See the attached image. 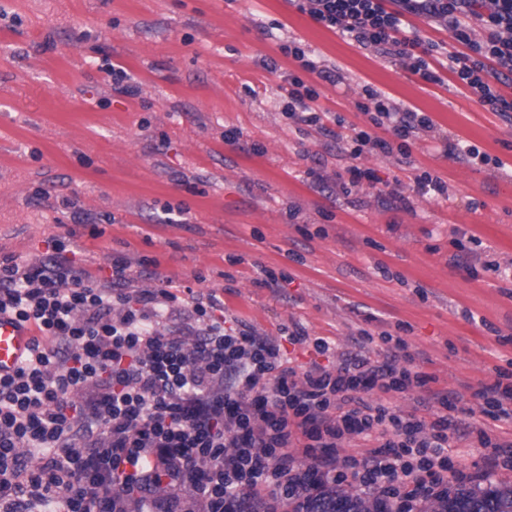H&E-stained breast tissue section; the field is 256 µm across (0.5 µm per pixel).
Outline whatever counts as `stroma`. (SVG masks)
<instances>
[{"label": "stroma", "instance_id": "obj_1", "mask_svg": "<svg viewBox=\"0 0 512 512\" xmlns=\"http://www.w3.org/2000/svg\"><path fill=\"white\" fill-rule=\"evenodd\" d=\"M291 40L337 82L300 71L280 50ZM114 67L134 95L113 91ZM435 69L439 83L425 82L293 0H0V257L38 261L58 238L101 277L125 259L133 289L162 276L217 292L260 333L296 323L328 341L326 356L286 345L295 367L361 349L380 360L379 336H400L435 388L510 442L512 419L485 415L474 393L495 370L512 373V281L483 268L512 265V116L445 62ZM288 71L346 124L368 126V85L435 129L417 133L409 156L351 160L342 142L286 115ZM232 128L239 144L223 138ZM446 139L504 166L444 155ZM354 163L380 187L342 189ZM425 170L447 197L418 193ZM464 233L480 241L469 271L451 261ZM262 267L281 274L279 287L258 284ZM364 332L375 341L362 348Z\"/></svg>", "mask_w": 512, "mask_h": 512}]
</instances>
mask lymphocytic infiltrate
<instances>
[{"label":"lymphocytic infiltrate","mask_w":512,"mask_h":512,"mask_svg":"<svg viewBox=\"0 0 512 512\" xmlns=\"http://www.w3.org/2000/svg\"><path fill=\"white\" fill-rule=\"evenodd\" d=\"M300 12L363 47L394 56L427 82L438 46L406 37V18L446 22L463 44L448 69L496 112H512V0H293ZM486 33L475 41L472 23ZM289 116L326 132L318 93L292 73ZM371 130L346 137L350 158L410 151L433 130L422 112L397 110L372 87ZM387 129L391 138L378 136ZM399 146H392V139ZM46 259H0V313L38 334L21 365L0 374V512H288L335 487L370 493L391 512H420L448 491L450 436L463 409L431 389L403 341L377 361L289 366L282 342L312 343L300 327L282 339L227 317L216 293L134 291L117 259L100 280L53 243ZM425 390L418 411L372 400L375 391ZM354 436L375 439L366 455L338 457Z\"/></svg>","instance_id":"obj_1"}]
</instances>
